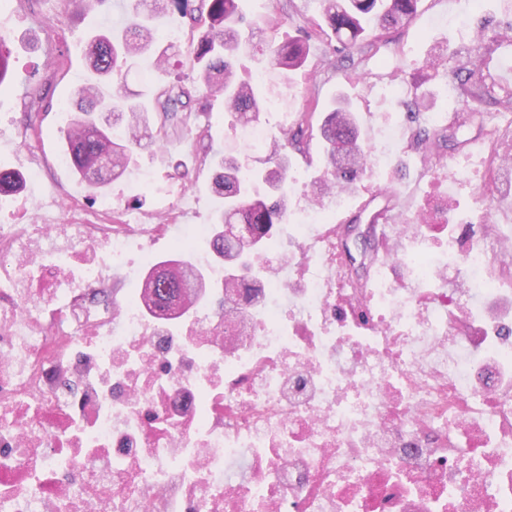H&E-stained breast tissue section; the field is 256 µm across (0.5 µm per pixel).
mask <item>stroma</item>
I'll use <instances>...</instances> for the list:
<instances>
[{
	"label": "stroma",
	"instance_id": "obj_1",
	"mask_svg": "<svg viewBox=\"0 0 512 512\" xmlns=\"http://www.w3.org/2000/svg\"><path fill=\"white\" fill-rule=\"evenodd\" d=\"M247 16L260 17L250 43L240 47L236 68L241 79L253 80L266 70L256 46L291 36L305 38L309 52L305 64L293 70H266L261 90L283 105L268 110L262 122L273 136L295 128L298 112L316 100L313 121L321 123L338 98H345L359 125V141L366 150L382 146L381 130L393 125L399 139L392 162L378 172L363 170L345 207L333 209L331 224L368 227L381 208L390 216L411 219L431 210L444 198L454 207L450 216L457 236L466 238L470 227L493 212L500 232L512 238V170L487 180L485 160L491 129L512 123V112L485 108L483 120L467 121L459 102V68L472 57L485 61L496 96L512 94V42L494 39L495 30L512 20V0H420L414 18L368 38L361 66L342 60L337 41L326 25L319 0H243ZM131 0H112L104 10H84L80 0H0V37L10 52L11 74L0 89V170L26 173L31 162L41 165L39 183L24 182L22 190L0 198V224H24L25 203L55 198L67 205L72 220L90 217L97 224L120 223L125 214L151 216L157 229L152 237L155 260L173 258L172 225L213 224L216 196L212 183L214 152L240 165L269 171L275 167L272 147L249 151L240 146L239 129L222 98L193 89L191 136L153 121L154 146L141 149L135 165L111 181L103 194L92 193L61 164L64 136L58 112L74 106L79 87L93 83L87 67V39L122 27ZM448 49L450 62L425 68L436 50ZM403 93L391 97L390 85ZM423 96L429 109L441 113L440 126L425 114L409 116L414 96ZM451 131V139L435 148V169H427L420 137L435 129ZM323 165L319 134L305 136L300 148L289 149L288 170L313 182ZM146 172L148 185L134 189V176ZM111 197L112 210L97 208L100 196Z\"/></svg>",
	"mask_w": 512,
	"mask_h": 512
}]
</instances>
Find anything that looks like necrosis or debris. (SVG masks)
<instances>
[{"mask_svg": "<svg viewBox=\"0 0 512 512\" xmlns=\"http://www.w3.org/2000/svg\"><path fill=\"white\" fill-rule=\"evenodd\" d=\"M303 216L179 333L93 300L151 261L141 225L0 224V512H512V387L474 381L457 319L512 241L478 225L435 296L362 290Z\"/></svg>", "mask_w": 512, "mask_h": 512, "instance_id": "necrosis-or-debris-1", "label": "necrosis or debris"}]
</instances>
